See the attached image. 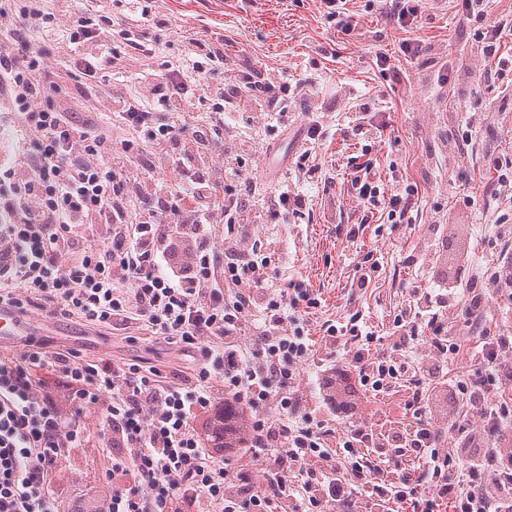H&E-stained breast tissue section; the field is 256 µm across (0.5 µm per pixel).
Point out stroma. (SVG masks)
Returning <instances> with one entry per match:
<instances>
[{
	"label": "stroma",
	"instance_id": "stroma-1",
	"mask_svg": "<svg viewBox=\"0 0 512 512\" xmlns=\"http://www.w3.org/2000/svg\"><path fill=\"white\" fill-rule=\"evenodd\" d=\"M154 5L173 19L175 30L223 38L231 62L254 80L271 72L288 83L305 80L311 86L310 94L291 99L286 116L272 124L253 126L236 112L226 113L224 122L229 135L254 141L248 162L252 183L275 188L285 182L310 200L302 217L288 224L263 212L251 233L258 247L277 255L271 280L296 277L318 294L321 306L312 318V337H319L325 320L346 316L357 304L370 309L377 331H385L412 287H430L417 258L436 211L445 215L444 234L451 243L439 256L438 270L455 269L469 259L482 266L495 262L499 248L493 224L512 201L494 197L488 188L496 179L492 159H512V71L499 70L481 55L476 23L456 16L451 0L428 5L410 34L448 54L450 82L439 95L421 63L400 61L394 76L378 72L377 54L397 57L408 35L386 24L385 0H349L363 31L359 39L343 38L321 13L319 0H154ZM175 30L148 27L144 36L167 41L166 54L173 57L181 49ZM374 99L382 106L377 120L389 126L371 144L362 128L348 121L352 106ZM316 103L331 128L330 137L312 151L324 181L301 185L294 160L305 147L306 113ZM465 111L477 128L468 144L452 135ZM361 169L386 184L396 178L425 186L414 224L394 228L366 218L350 185L351 173ZM466 194L475 200L468 208L458 204ZM354 228L359 235L353 239ZM368 252L378 257L382 270L376 285L359 296L352 284L354 265ZM26 320L53 348H77L89 358L141 356L174 367L184 363L183 356L152 336L132 346L122 336L74 319L51 320L36 311ZM111 467V453L93 436L70 450L58 482L65 488L86 484L89 492L79 499L80 508L99 506L112 493L111 482L102 478Z\"/></svg>",
	"mask_w": 512,
	"mask_h": 512
}]
</instances>
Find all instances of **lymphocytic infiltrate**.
Returning <instances> with one entry per match:
<instances>
[{
    "instance_id": "lymphocytic-infiltrate-1",
    "label": "lymphocytic infiltrate",
    "mask_w": 512,
    "mask_h": 512,
    "mask_svg": "<svg viewBox=\"0 0 512 512\" xmlns=\"http://www.w3.org/2000/svg\"><path fill=\"white\" fill-rule=\"evenodd\" d=\"M489 2L454 0L477 23L482 53L512 69L496 55L512 29L491 18ZM425 5L390 0L386 17L414 60L426 50L410 35ZM115 7L129 17L117 33ZM147 26L171 23L141 0H0V114L19 132L14 162L0 169V304L76 317L131 344L146 333L192 359L186 371L140 356L94 361L43 339L0 356V512H57L54 478L90 410L114 451L102 512H379L390 503L512 512V253L411 289L389 347L376 348L371 315L358 309L323 323L316 352L308 323L320 299L298 279L268 283L273 255L250 247L246 140L213 146L194 117L204 99L281 113L303 85L255 90L225 65L218 41L189 31L156 72L143 64L159 52L141 39ZM208 69L222 81L200 83ZM124 77V91L78 120L83 100L70 81ZM151 153L177 187L147 175ZM353 185L385 223H410L418 185L398 179L384 190L367 176ZM452 311L462 325L449 322ZM464 356L469 373L447 377ZM309 365L311 400L301 385ZM44 366L72 385L68 409L34 383ZM441 385L442 409L430 403ZM400 387L409 428L379 431L373 405ZM471 410L481 427L469 424ZM203 415L211 432L197 424Z\"/></svg>"
}]
</instances>
